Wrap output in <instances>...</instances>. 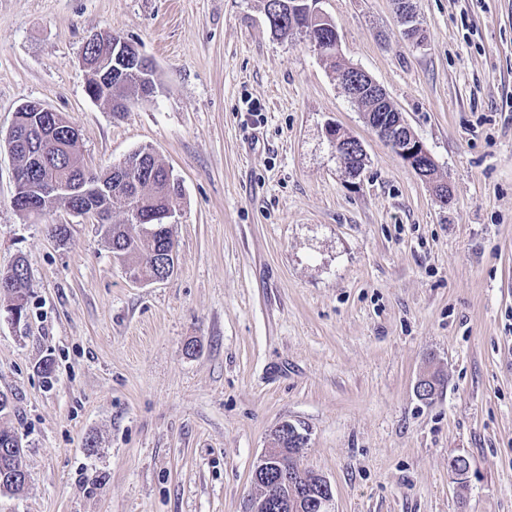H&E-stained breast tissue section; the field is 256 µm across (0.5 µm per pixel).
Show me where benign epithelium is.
Listing matches in <instances>:
<instances>
[{
	"instance_id": "1",
	"label": "benign epithelium",
	"mask_w": 512,
	"mask_h": 512,
	"mask_svg": "<svg viewBox=\"0 0 512 512\" xmlns=\"http://www.w3.org/2000/svg\"><path fill=\"white\" fill-rule=\"evenodd\" d=\"M322 0H289L288 17L291 25L297 29L308 32L307 40L312 48L319 54H340V38L338 31H333L332 38H322L317 35L313 23L324 18L319 4ZM340 85L348 98L357 103L362 99L371 102L370 111H389L395 113L394 122L379 125L367 119L370 126L378 135L392 147L395 155L408 165L417 175L430 179L429 168L435 165V160L423 141L416 135L403 117L391 104L383 88L376 83L365 71L360 68L343 65L339 71ZM340 129L335 122H328L324 127L326 138L335 149L336 160L343 172L350 178L360 177L366 162L365 148L357 139L347 140L338 135H332L333 130ZM74 204L69 210L78 215H91L97 223L108 221L107 215L102 212L90 199L83 188L72 191ZM176 252L171 247L162 253L158 260L160 274L154 280H164L170 276L175 268ZM302 452L298 448H267L261 454L253 469V476L266 478V495L259 500H250L246 512H266L269 503H275L280 512H298L302 499L301 492L306 486L313 485L318 493L310 502L313 512H334V494L330 482L316 471L306 472L304 469H290L284 465L283 457L292 456Z\"/></svg>"
}]
</instances>
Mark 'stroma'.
<instances>
[{
  "label": "stroma",
  "instance_id": "1",
  "mask_svg": "<svg viewBox=\"0 0 512 512\" xmlns=\"http://www.w3.org/2000/svg\"><path fill=\"white\" fill-rule=\"evenodd\" d=\"M413 5L419 42L395 0L320 7L433 155L446 208L265 0H0V268L28 264L26 319L0 299L27 473L0 512H245L284 420L335 512H512V0ZM103 30L155 66L154 97L118 116L80 64ZM33 101L84 166L148 147L180 181L171 277L133 282L91 217L13 209L5 138ZM330 121L366 150L357 179Z\"/></svg>",
  "mask_w": 512,
  "mask_h": 512
}]
</instances>
